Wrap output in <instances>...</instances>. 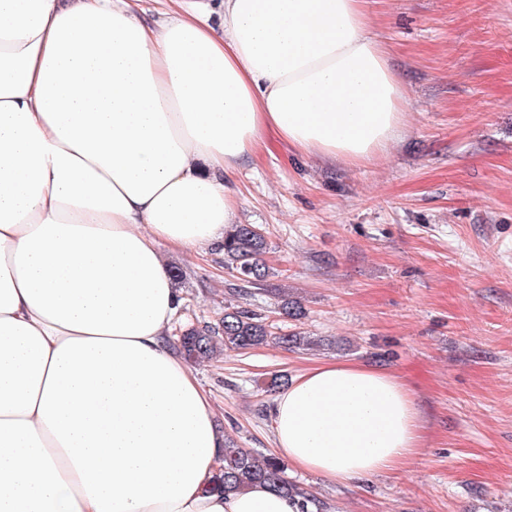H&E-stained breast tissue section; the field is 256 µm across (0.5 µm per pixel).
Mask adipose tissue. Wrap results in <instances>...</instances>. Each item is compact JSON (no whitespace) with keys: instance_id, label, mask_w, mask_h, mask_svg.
<instances>
[{"instance_id":"1","label":"adipose tissue","mask_w":512,"mask_h":512,"mask_svg":"<svg viewBox=\"0 0 512 512\" xmlns=\"http://www.w3.org/2000/svg\"><path fill=\"white\" fill-rule=\"evenodd\" d=\"M0 0V512H300L211 491L224 437L171 336L163 250H202L267 135L362 165L408 91L366 0ZM277 455L350 484L406 464L420 412L345 361L273 400Z\"/></svg>"}]
</instances>
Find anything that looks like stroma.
Instances as JSON below:
<instances>
[{
    "label": "stroma",
    "mask_w": 512,
    "mask_h": 512,
    "mask_svg": "<svg viewBox=\"0 0 512 512\" xmlns=\"http://www.w3.org/2000/svg\"><path fill=\"white\" fill-rule=\"evenodd\" d=\"M370 29L407 85L406 127L364 166L268 135L231 184L270 275L244 291L218 247L165 252L183 272L177 326L230 304L321 340L193 364L225 437L259 457L272 376L345 360L406 382L424 446L403 467L349 486L288 468L327 512H512V0H373ZM276 288L303 318L280 314Z\"/></svg>",
    "instance_id": "1"
}]
</instances>
